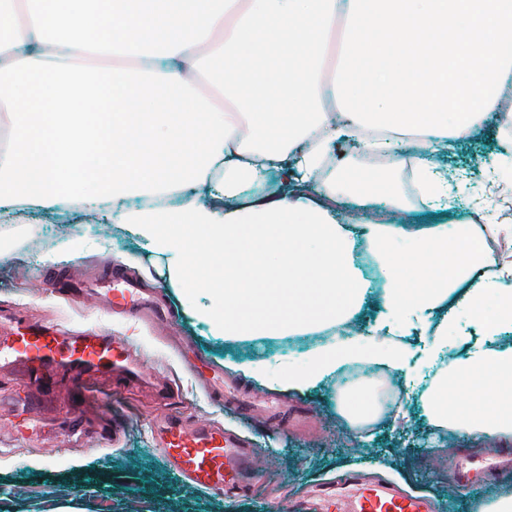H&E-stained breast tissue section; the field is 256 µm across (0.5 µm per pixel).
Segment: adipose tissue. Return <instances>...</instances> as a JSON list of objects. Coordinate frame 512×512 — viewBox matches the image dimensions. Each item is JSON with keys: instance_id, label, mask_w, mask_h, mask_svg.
Instances as JSON below:
<instances>
[{"instance_id": "1", "label": "adipose tissue", "mask_w": 512, "mask_h": 512, "mask_svg": "<svg viewBox=\"0 0 512 512\" xmlns=\"http://www.w3.org/2000/svg\"><path fill=\"white\" fill-rule=\"evenodd\" d=\"M512 0H0V226L105 213L165 260L215 336L330 331L279 373L305 394L355 362L423 386L431 424L512 441V224H339L344 192L402 206L391 167L340 176L337 138L415 135L424 206L444 161L512 115ZM375 294L377 315L346 329Z\"/></svg>"}]
</instances>
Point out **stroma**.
Instances as JSON below:
<instances>
[{
	"label": "stroma",
	"instance_id": "stroma-1",
	"mask_svg": "<svg viewBox=\"0 0 512 512\" xmlns=\"http://www.w3.org/2000/svg\"><path fill=\"white\" fill-rule=\"evenodd\" d=\"M499 124L483 122L476 137L457 144L455 162L472 170L473 192L457 197L448 221L470 224L493 222L506 211L502 197L484 194L477 177L480 161L499 143ZM404 203L396 212L381 197L365 200L348 196L337 205L349 224L361 215L398 221L407 217L427 222L429 214L406 168L394 173ZM21 255L0 260V311L17 312L46 324L67 329L103 328L116 336L132 337L159 370L172 378L168 399L149 389L97 384L98 396L79 398L69 373L61 371L48 393H40L21 372L0 367V512H301L304 492L337 482L354 473L364 481L389 485L411 497L431 502L434 512H473L475 505L512 488V475L482 470L483 462L500 453L499 447L476 448L469 440L449 439L425 418L415 394L401 395L405 421H394L388 410L367 427L368 439L355 440L340 414L341 401L356 386L383 393L391 374L374 370L353 380L351 372L328 378L303 396H291L250 383L259 394L289 406L307 409L317 420L311 437L289 430L287 423L247 417L232 409L210 405L177 358L147 330L126 319L63 299L72 280L85 276L103 256L111 257L129 275L159 285L170 306L172 333L187 337L200 363L223 369L225 376L241 379L242 365L271 356L288 359L313 345L310 336L211 335L206 325L186 315L177 292L160 277H149L151 262L124 225L96 214L82 224L22 225ZM78 239L79 254L46 266V247H64ZM187 419L211 418L216 424L249 436L257 457V491L253 494L206 492L187 483L156 445L154 429L165 415ZM470 479L461 482L462 468Z\"/></svg>",
	"mask_w": 512,
	"mask_h": 512
}]
</instances>
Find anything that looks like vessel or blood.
<instances>
[{
  "label": "vessel or blood",
  "instance_id": "vessel-or-blood-1",
  "mask_svg": "<svg viewBox=\"0 0 512 512\" xmlns=\"http://www.w3.org/2000/svg\"><path fill=\"white\" fill-rule=\"evenodd\" d=\"M81 292L97 308L142 323H169L171 314L158 291L142 286L104 261L102 273L81 283ZM177 353L206 397L213 403L246 411L285 412L280 402L240 389L225 380L222 371L197 363L187 342L176 344ZM29 367L33 380L48 384L53 371L67 367L74 375L93 372L124 384L150 377L144 359L135 355L125 338L94 328L62 333L13 316L0 323V363ZM160 442L164 454L192 485L214 493L250 491L253 486L254 455L240 437L223 428L201 423L188 424L177 415L163 420ZM320 512H431L429 503L410 498L382 486L361 488L354 503L334 497L323 498Z\"/></svg>",
  "mask_w": 512,
  "mask_h": 512
}]
</instances>
